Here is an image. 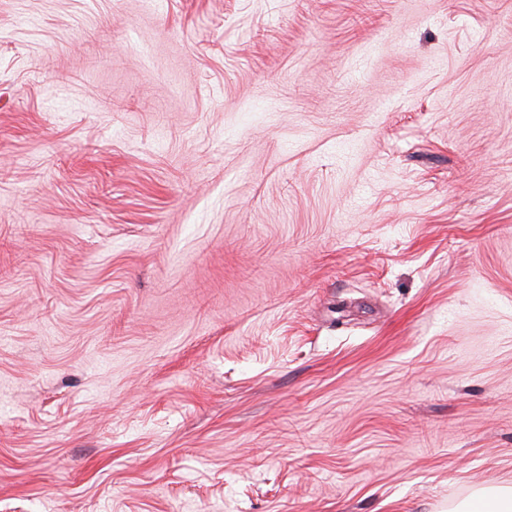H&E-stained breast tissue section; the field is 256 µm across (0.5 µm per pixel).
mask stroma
Returning a JSON list of instances; mask_svg holds the SVG:
<instances>
[{
	"label": "stroma",
	"instance_id": "1",
	"mask_svg": "<svg viewBox=\"0 0 512 512\" xmlns=\"http://www.w3.org/2000/svg\"><path fill=\"white\" fill-rule=\"evenodd\" d=\"M512 490V0H0V512Z\"/></svg>",
	"mask_w": 512,
	"mask_h": 512
}]
</instances>
